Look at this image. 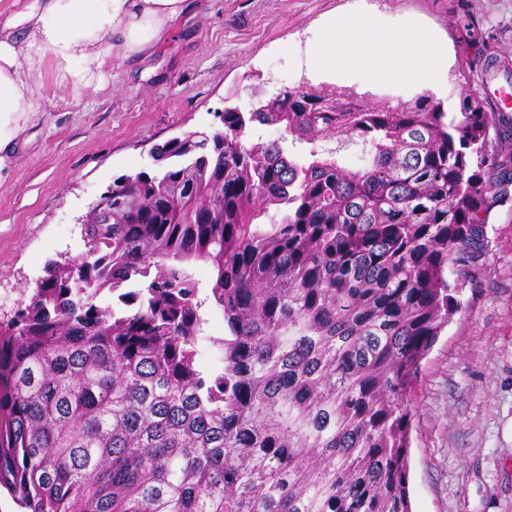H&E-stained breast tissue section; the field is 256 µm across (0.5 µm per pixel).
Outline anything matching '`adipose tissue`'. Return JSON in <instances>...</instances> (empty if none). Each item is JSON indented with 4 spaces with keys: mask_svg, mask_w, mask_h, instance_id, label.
Wrapping results in <instances>:
<instances>
[{
    "mask_svg": "<svg viewBox=\"0 0 512 512\" xmlns=\"http://www.w3.org/2000/svg\"><path fill=\"white\" fill-rule=\"evenodd\" d=\"M187 0H29L0 24V171L20 134L45 110L46 73L74 88H102L106 57L154 51ZM451 57L424 25L383 27L376 14L323 20L304 63L321 78L354 79L373 88L440 89Z\"/></svg>",
    "mask_w": 512,
    "mask_h": 512,
    "instance_id": "adipose-tissue-1",
    "label": "adipose tissue"
}]
</instances>
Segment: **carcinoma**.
Here are the masks:
<instances>
[{
    "instance_id": "obj_1",
    "label": "carcinoma",
    "mask_w": 512,
    "mask_h": 512,
    "mask_svg": "<svg viewBox=\"0 0 512 512\" xmlns=\"http://www.w3.org/2000/svg\"><path fill=\"white\" fill-rule=\"evenodd\" d=\"M219 118L116 177L112 223L0 320V487L27 512H411L408 395L512 156L472 97L369 108L303 84Z\"/></svg>"
}]
</instances>
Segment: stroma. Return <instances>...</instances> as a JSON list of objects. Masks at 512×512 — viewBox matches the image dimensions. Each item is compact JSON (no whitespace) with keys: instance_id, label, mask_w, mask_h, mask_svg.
Wrapping results in <instances>:
<instances>
[{"instance_id":"35a3bbf8","label":"stroma","mask_w":512,"mask_h":512,"mask_svg":"<svg viewBox=\"0 0 512 512\" xmlns=\"http://www.w3.org/2000/svg\"><path fill=\"white\" fill-rule=\"evenodd\" d=\"M367 2L385 26L420 22L447 42L448 111L483 97L489 58L512 73V0ZM352 3L192 0L150 57H113L102 90L46 79V110L0 180V317L33 291L48 260L85 252L78 219L113 178L150 169L155 145L213 129L219 111L248 107L252 91L269 96L308 79L289 56L305 57L318 23ZM459 299L411 395L412 512H512V197L491 211L485 253Z\"/></svg>"}]
</instances>
